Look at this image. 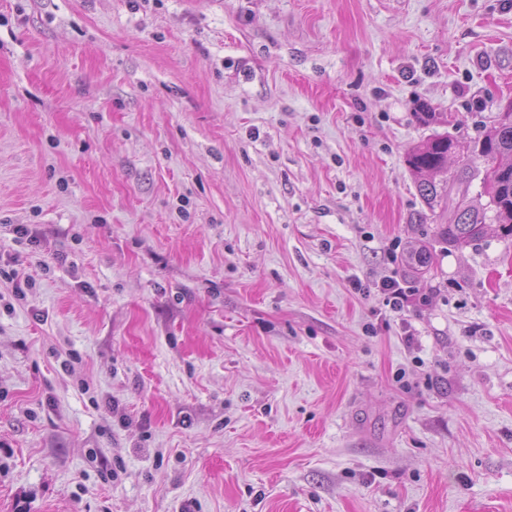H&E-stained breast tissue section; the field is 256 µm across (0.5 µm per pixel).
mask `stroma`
Instances as JSON below:
<instances>
[{
	"label": "stroma",
	"mask_w": 512,
	"mask_h": 512,
	"mask_svg": "<svg viewBox=\"0 0 512 512\" xmlns=\"http://www.w3.org/2000/svg\"><path fill=\"white\" fill-rule=\"evenodd\" d=\"M510 101L512 0H0V512H512V238L407 164ZM486 223L484 212L470 206L458 207L448 224H441L439 233L443 241L454 247H463L481 239ZM483 235V236H482ZM380 291L384 294L387 305L395 312L402 311L412 302L426 299V295L423 293L420 294L419 289L403 287L401 283L394 278L383 282Z\"/></svg>",
	"instance_id": "stroma-1"
}]
</instances>
